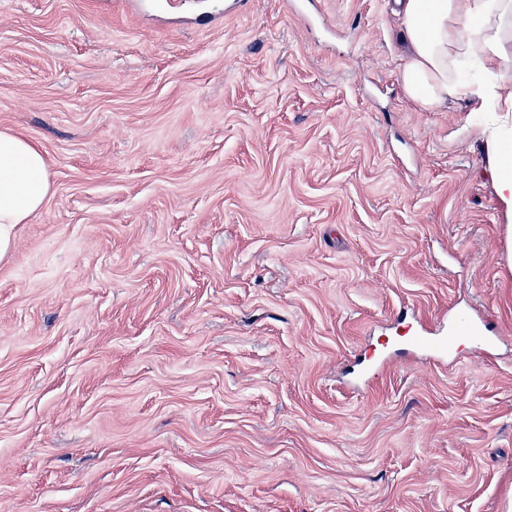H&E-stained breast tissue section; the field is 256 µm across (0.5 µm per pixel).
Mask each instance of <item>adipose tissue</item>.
I'll return each mask as SVG.
<instances>
[{"mask_svg":"<svg viewBox=\"0 0 512 512\" xmlns=\"http://www.w3.org/2000/svg\"><path fill=\"white\" fill-rule=\"evenodd\" d=\"M398 38L406 47L400 76L406 96L430 110L451 102L475 112H512V0H397ZM51 190L42 152L0 132V256L14 225L25 223Z\"/></svg>","mask_w":512,"mask_h":512,"instance_id":"adipose-tissue-1","label":"adipose tissue"}]
</instances>
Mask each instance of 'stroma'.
I'll use <instances>...</instances> for the list:
<instances>
[{
  "instance_id": "stroma-1",
  "label": "stroma",
  "mask_w": 512,
  "mask_h": 512,
  "mask_svg": "<svg viewBox=\"0 0 512 512\" xmlns=\"http://www.w3.org/2000/svg\"><path fill=\"white\" fill-rule=\"evenodd\" d=\"M288 2L0 0L52 183L0 258V512H512L489 117L406 98L393 0Z\"/></svg>"
}]
</instances>
